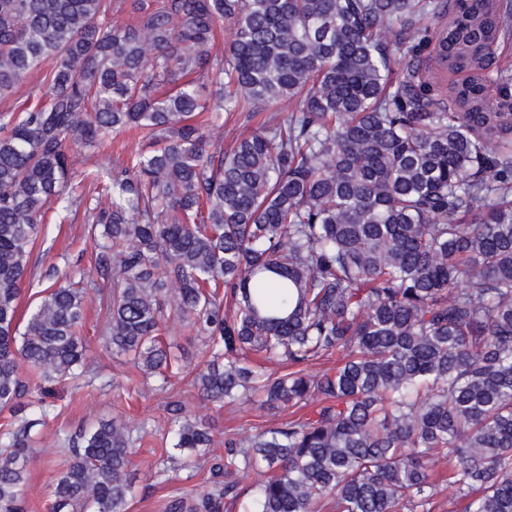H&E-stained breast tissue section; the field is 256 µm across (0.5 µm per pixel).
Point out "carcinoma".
Segmentation results:
<instances>
[{
	"label": "carcinoma",
	"instance_id": "1",
	"mask_svg": "<svg viewBox=\"0 0 512 512\" xmlns=\"http://www.w3.org/2000/svg\"><path fill=\"white\" fill-rule=\"evenodd\" d=\"M114 2L0 0V98L51 63L48 104L0 126V408L47 416L22 402L23 365L89 376L88 284L52 267L22 330L19 299L73 154L135 129L158 148L88 172L106 346L164 391L186 324L209 352L202 400L291 410L224 439L210 486L164 512H227L245 471L248 512H437L441 460L462 512H512V75L491 69L512 0H131L125 25ZM432 41L440 67L470 72L446 98L416 76ZM223 112L273 116L225 151L208 133ZM167 413L188 468L212 427L178 401ZM32 426L4 432L0 512H26ZM135 431L101 420L70 438L51 512H127Z\"/></svg>",
	"mask_w": 512,
	"mask_h": 512
}]
</instances>
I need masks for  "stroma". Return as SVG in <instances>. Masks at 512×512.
Instances as JSON below:
<instances>
[{
    "label": "stroma",
    "instance_id": "35a3bbf8",
    "mask_svg": "<svg viewBox=\"0 0 512 512\" xmlns=\"http://www.w3.org/2000/svg\"><path fill=\"white\" fill-rule=\"evenodd\" d=\"M151 141L131 132L112 138L105 137L94 153L83 151L74 155L71 183L91 198L95 190L84 175L93 169L109 170L122 163L135 151L152 150ZM85 208H70L66 221H59L55 210H48L40 236L33 249L30 269L32 277L23 287L18 319L27 322L32 306L41 297L50 281L46 272L50 266L69 268L90 281L93 289L87 303V318L82 334L92 361V384L65 383L49 385L48 401L51 414L31 430L32 448L28 463V481L24 490L27 512H49L51 490L57 474L70 457L65 441L79 430H88L102 419L118 418L129 425L146 424L147 431L138 441V451L132 458L131 469L136 476L138 494L129 504L128 512H162L167 495L174 489L203 486L207 469L188 475L178 469L165 484L157 483L154 473L167 458L169 446L165 433L166 404L181 401L188 414L208 420L215 434L213 454L224 452L225 437L245 436L255 428L279 425L288 414L279 409H267L247 402L219 407L202 401L192 385V370L206 359L201 346L189 328L176 330L177 342L184 353L189 370L173 381L166 391L144 385L136 370L114 359L104 343V326L108 319L107 297L111 285L103 281L94 267L95 247L84 234Z\"/></svg>",
    "mask_w": 512,
    "mask_h": 512
}]
</instances>
